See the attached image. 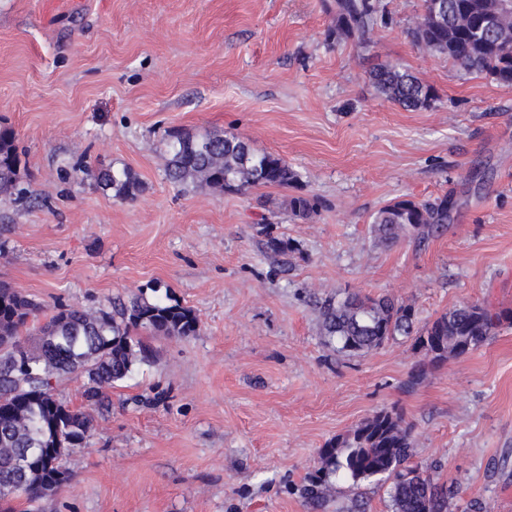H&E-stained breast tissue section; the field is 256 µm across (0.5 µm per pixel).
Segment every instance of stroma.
I'll return each instance as SVG.
<instances>
[{
    "label": "stroma",
    "instance_id": "obj_1",
    "mask_svg": "<svg viewBox=\"0 0 512 512\" xmlns=\"http://www.w3.org/2000/svg\"><path fill=\"white\" fill-rule=\"evenodd\" d=\"M327 2L0 0V125L27 191L0 194V281L50 310L167 288L200 320L148 336L153 362L110 389L38 512H391L372 482L318 509L303 494L320 448L382 409L457 488L448 512H512V86L417 45L421 0H378L386 24L364 49L331 36ZM385 62L431 85L433 106L380 95L367 73ZM174 127L283 158L316 210L293 218L275 186L172 185ZM124 167L143 190L121 202L95 178ZM444 196L442 234L374 245L387 203ZM269 231L294 251L266 254ZM336 292L395 297L422 324L474 301L506 317L409 391L412 340L324 343L317 303Z\"/></svg>",
    "mask_w": 512,
    "mask_h": 512
}]
</instances>
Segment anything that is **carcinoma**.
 I'll use <instances>...</instances> for the list:
<instances>
[{"label": "carcinoma", "instance_id": "carcinoma-1", "mask_svg": "<svg viewBox=\"0 0 512 512\" xmlns=\"http://www.w3.org/2000/svg\"><path fill=\"white\" fill-rule=\"evenodd\" d=\"M327 9L331 34L361 47L370 46L372 34L383 23L377 0H333ZM410 34L418 45L448 58L465 74L512 84V10L504 9L503 0H422ZM369 80L405 110L426 109L436 98L431 86L394 65L373 68ZM166 151V176L177 185L242 192L259 186L288 188L299 180L283 158L260 154L247 141L218 133L193 135L173 129ZM18 182L16 136L11 128L0 127V192H12ZM97 184L120 201L143 190L125 168L102 173ZM288 206L293 217L306 219L315 201L295 195ZM448 213L446 197L434 203L396 200L374 217V240L386 247L407 238L425 243L445 228ZM265 248L273 255L292 251L290 240L272 234ZM153 292V298L140 294L115 301L110 310L90 312L70 304L48 315L35 296L0 286V512H16L15 492L21 489L33 503L66 482L52 457L33 453V446L55 440L67 452L84 442L92 413L108 409V390L152 358L139 333L177 338L196 334L199 319L192 309L169 291ZM319 313L324 342L339 352L354 355L398 336H413L432 363L479 348L500 323L495 309L477 302L456 306L419 329L410 306L388 296L376 299L348 292L325 297ZM42 318L40 338H23L28 324ZM72 374L84 378V404L74 408L56 394V382ZM25 455L28 464L21 469L17 460ZM413 456L412 430L402 415L379 411L322 448L319 474L304 495L319 507L331 496L335 482L356 485L374 479L387 484L393 512H448L453 491L439 484L429 469L413 463Z\"/></svg>", "mask_w": 512, "mask_h": 512}]
</instances>
